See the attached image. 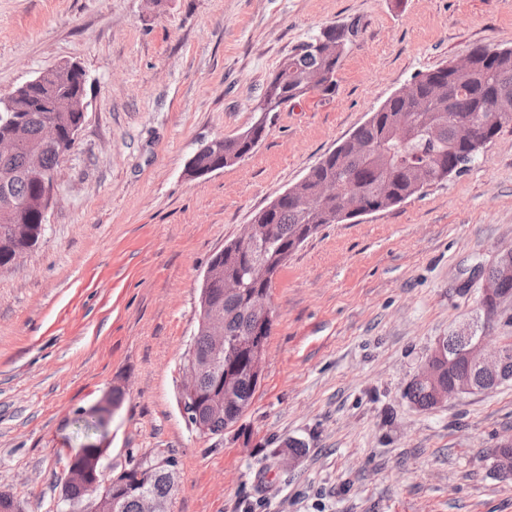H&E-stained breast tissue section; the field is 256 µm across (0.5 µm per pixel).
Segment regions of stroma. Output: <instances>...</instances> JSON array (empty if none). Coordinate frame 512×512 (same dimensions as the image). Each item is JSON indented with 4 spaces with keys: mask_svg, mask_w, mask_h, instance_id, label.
<instances>
[{
    "mask_svg": "<svg viewBox=\"0 0 512 512\" xmlns=\"http://www.w3.org/2000/svg\"><path fill=\"white\" fill-rule=\"evenodd\" d=\"M327 26L355 31L335 88L254 112ZM477 46L512 48V0H0V95L64 63L88 76L44 234L0 273V493L61 512L90 409L120 385L103 464L176 457L171 512H512L491 469L512 385L430 410L405 396L512 247V126L470 169L289 257L240 427L200 435L178 399L212 256L416 74ZM258 121L249 157L189 176L203 145ZM289 440L306 452L281 470Z\"/></svg>",
    "mask_w": 512,
    "mask_h": 512,
    "instance_id": "stroma-1",
    "label": "stroma"
}]
</instances>
